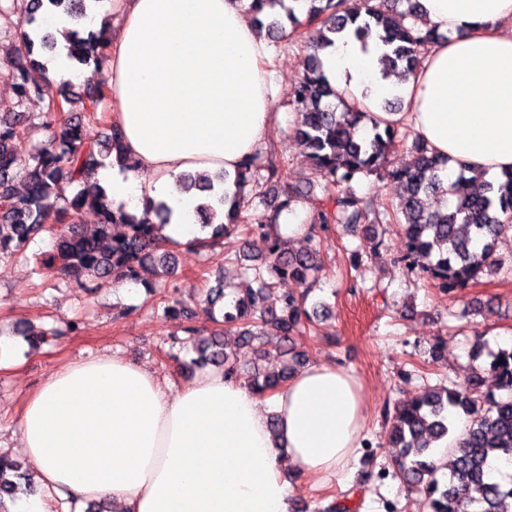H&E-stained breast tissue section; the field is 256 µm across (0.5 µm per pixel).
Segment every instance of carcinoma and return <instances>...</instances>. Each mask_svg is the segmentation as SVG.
<instances>
[{
	"mask_svg": "<svg viewBox=\"0 0 512 512\" xmlns=\"http://www.w3.org/2000/svg\"><path fill=\"white\" fill-rule=\"evenodd\" d=\"M87 0H27L24 20L14 23V4L0 3V21L14 28L18 42L9 59L8 76L14 82L15 99L0 103V256L24 250L31 239L44 231L53 232V252L44 261L52 274L82 281L111 277L121 281L140 279L141 271L156 267L159 279L176 274L173 251L176 241L162 237L158 228L166 223L169 207L160 203L153 213L138 217L114 208L106 190L91 181L90 175L109 165V158L124 161V148L117 125L106 123L104 135L95 138L87 126L104 118L108 89L87 81L79 86L65 82L57 97L61 111L46 106L36 115L46 140L27 146L26 124L30 116L17 111L28 100L41 95L30 72L40 67L35 50L52 51L57 40L51 33H37L38 17L45 10L59 11L75 22L88 19ZM310 7L301 20L284 0H251L249 12L270 37L283 32L278 16L265 9L285 11L292 32L304 38V26L317 24L320 37L303 60V74L296 82L291 107L296 122L292 135L309 160L316 177L323 181V196L311 201L318 224H347L373 227L396 224L402 237V260L419 270L445 294L477 281L496 263V238L512 225V173L503 182L473 179L459 173L446 180L448 157L441 156L424 142L412 145L411 158L400 167L390 165V156L404 141L397 125L354 105L336 107V88L327 76L319 53L336 45V39L353 34L360 39L382 31L389 72L415 69L425 48L436 35L417 26L418 0H307ZM407 4L400 11L398 7ZM68 57L79 66H99L106 59L107 21L99 30L80 36L75 29L64 34ZM371 124L361 138L355 137L360 124ZM284 163L256 155L237 170L236 190L214 192L213 181H196L191 174L181 176L184 188H196L207 201L196 208V223L212 229L210 238H195L191 247L205 248L210 241L230 238L239 230L258 232L268 242L260 264L243 268L260 283L226 300L222 285L211 289L208 304L223 302L218 328L204 335L194 326L184 327L180 342L191 347L197 357L184 366L185 376L208 365L224 368L229 378L240 377L232 356L224 352L223 338L235 333L252 344L263 336L279 341L278 352L258 349L259 359L270 361L257 367L247 384L260 396H269L283 387L303 361L293 337L313 329L306 309L311 289L322 270L319 243L312 231L304 240L307 247L293 249L278 232L280 216L291 211L300 192L288 188L284 199L270 209L265 221L249 223V201L241 193L247 184L260 186L280 181ZM376 176L398 183L397 201L379 208L371 196L360 194L354 184ZM436 199L431 206L428 200ZM84 210H93L99 222L92 234L75 223ZM224 222L214 224L217 211ZM282 290L280 308L264 305L262 292ZM484 349L474 345L471 370L461 389L438 388L413 400L397 403L390 417L389 447L394 449L383 476L392 477L407 489L423 496L427 512H500V504L512 497V481L501 483L488 478L493 459L512 462V348L500 349L483 359ZM505 363H500V360ZM498 378L499 397L482 391L484 374ZM464 428L457 430V421ZM32 487L22 466L0 454V512L3 496L28 495Z\"/></svg>",
	"mask_w": 512,
	"mask_h": 512,
	"instance_id": "cac0c4a2",
	"label": "carcinoma"
}]
</instances>
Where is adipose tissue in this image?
<instances>
[{
	"label": "adipose tissue",
	"mask_w": 512,
	"mask_h": 512,
	"mask_svg": "<svg viewBox=\"0 0 512 512\" xmlns=\"http://www.w3.org/2000/svg\"><path fill=\"white\" fill-rule=\"evenodd\" d=\"M441 33L406 78L385 74L378 36H347L324 52L338 93L365 111L399 97L387 120L411 126L448 156L449 176L512 171V0H419ZM250 0H110L95 17L120 21L108 48L114 121L132 165L97 177L112 199L142 213L171 206L162 236L188 242L202 196L182 173L223 172L225 189L262 151L271 121L267 43ZM365 395L347 371L310 364L261 398L206 370L178 393L153 371L110 354L73 360L25 399L19 446L41 489L21 512L55 501L112 500L117 512H289L291 462L323 483L358 456Z\"/></svg>",
	"instance_id": "ef3b65f1"
}]
</instances>
